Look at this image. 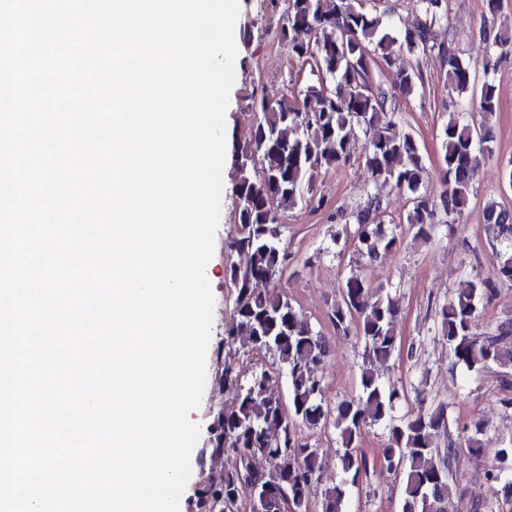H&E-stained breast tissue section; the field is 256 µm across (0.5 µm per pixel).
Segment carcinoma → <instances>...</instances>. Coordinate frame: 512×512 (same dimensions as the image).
I'll list each match as a JSON object with an SVG mask.
<instances>
[{"label": "carcinoma", "instance_id": "obj_1", "mask_svg": "<svg viewBox=\"0 0 512 512\" xmlns=\"http://www.w3.org/2000/svg\"><path fill=\"white\" fill-rule=\"evenodd\" d=\"M442 2L412 0L413 23L393 36L383 24L384 14L365 8L363 0H262L261 8L280 14V38L290 58L309 65L316 81L280 99L256 87L250 93L254 121L234 155L238 232L229 248L241 260L227 268L236 296L225 335L242 338L250 351L275 360L287 379L288 401L269 388L267 370L252 374L244 384V371L230 364L221 369L219 381L232 391L233 401L213 416L211 456L231 452L239 464L232 471L211 473L197 491L195 512H224V504L240 497L245 487L256 503L250 512H284L288 499L297 512H309L323 458L302 435L304 428L331 427L336 435L340 480L323 490L321 512H347L348 488L360 486L369 476L372 465L361 448L368 428L384 434L389 473L404 475L401 512H448L459 449L464 446L473 456L485 451L479 438L482 424L464 427L466 436L459 441L449 432L443 402L402 411L409 402L407 385L386 382L380 373L401 351L395 332L400 309L390 293L374 291L361 270L400 249L404 232L429 242L440 223L460 219L470 203L480 158L494 153L491 129L465 117L475 67L438 39L437 29L447 22ZM484 39L478 107L491 114L498 99L491 74L512 51V26L492 28ZM402 53L439 56L459 98L458 111L439 130L446 206L427 194L426 167L414 136L395 130L392 104L398 95L414 90L417 75L399 70L388 87L372 78V66L392 68ZM360 133L366 146L359 163L374 183L406 193L412 207L402 220L406 231L401 224L385 222L386 208L377 196L367 197L360 210L330 213V222H352L356 230L351 239L354 259L329 319L336 334L363 344L357 390L331 407L322 376L329 350L321 332L283 291L262 292L254 284L279 282L290 263L282 247L284 214L298 206L325 207L324 197L314 193V180L325 169L349 164L351 142ZM441 213L446 217L442 222ZM483 219L499 251L497 266L486 278L462 281L448 303L435 311L452 362L469 372L512 367L511 319L499 323L490 336L475 332L480 301L493 298L495 282H512V209L491 200ZM495 454L499 466L486 473V481L512 496V442Z\"/></svg>", "mask_w": 512, "mask_h": 512}]
</instances>
